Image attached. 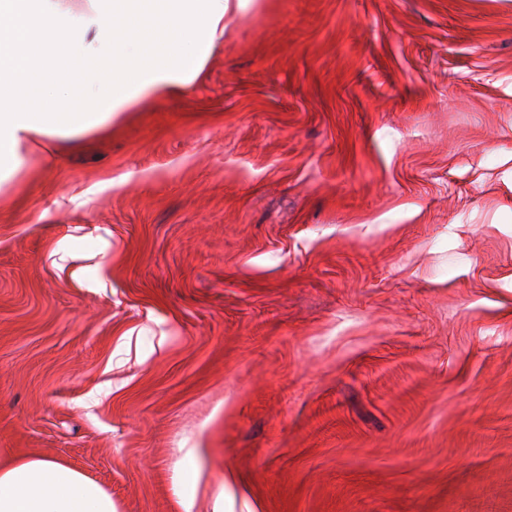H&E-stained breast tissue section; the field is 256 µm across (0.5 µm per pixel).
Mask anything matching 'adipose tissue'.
<instances>
[{
	"label": "adipose tissue",
	"instance_id": "ef3b65f1",
	"mask_svg": "<svg viewBox=\"0 0 512 512\" xmlns=\"http://www.w3.org/2000/svg\"><path fill=\"white\" fill-rule=\"evenodd\" d=\"M129 0H89L73 11L62 0H0V185L24 160L107 132L120 113L179 91L200 73L224 36L230 0H138V22L177 36V52L152 61L135 38L114 42ZM122 56L107 80L98 61ZM80 98L88 109L50 112L51 100ZM0 512H116L111 494L85 473L41 455L0 463Z\"/></svg>",
	"mask_w": 512,
	"mask_h": 512
}]
</instances>
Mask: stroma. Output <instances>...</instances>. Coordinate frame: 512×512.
I'll use <instances>...</instances> for the list:
<instances>
[{"label": "stroma", "instance_id": "1", "mask_svg": "<svg viewBox=\"0 0 512 512\" xmlns=\"http://www.w3.org/2000/svg\"><path fill=\"white\" fill-rule=\"evenodd\" d=\"M117 512H512V0H248L0 190V461Z\"/></svg>", "mask_w": 512, "mask_h": 512}]
</instances>
